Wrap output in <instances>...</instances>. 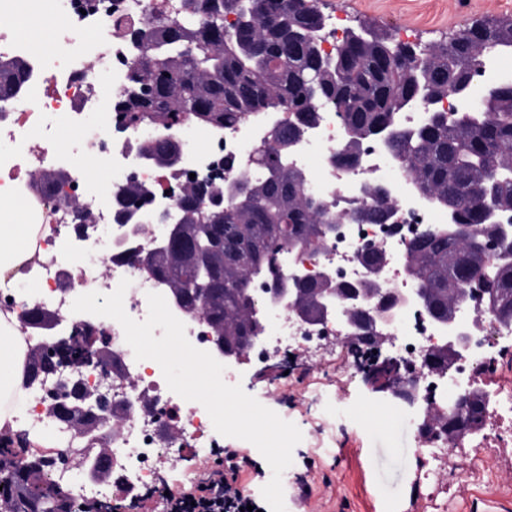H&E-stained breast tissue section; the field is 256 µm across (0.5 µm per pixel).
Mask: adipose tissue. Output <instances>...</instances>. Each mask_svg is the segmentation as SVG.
<instances>
[{
	"label": "adipose tissue",
	"instance_id": "obj_1",
	"mask_svg": "<svg viewBox=\"0 0 512 512\" xmlns=\"http://www.w3.org/2000/svg\"><path fill=\"white\" fill-rule=\"evenodd\" d=\"M49 228L43 224L0 223V288L21 275ZM17 320L0 314V431L15 432L12 416L24 402V368L28 346L17 331Z\"/></svg>",
	"mask_w": 512,
	"mask_h": 512
}]
</instances>
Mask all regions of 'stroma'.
I'll return each mask as SVG.
<instances>
[{
  "label": "stroma",
  "mask_w": 512,
  "mask_h": 512,
  "mask_svg": "<svg viewBox=\"0 0 512 512\" xmlns=\"http://www.w3.org/2000/svg\"><path fill=\"white\" fill-rule=\"evenodd\" d=\"M329 16L350 28L367 25L396 41L429 45L490 16H512V0H319ZM288 375L287 392H268L264 371L249 367L238 382L248 395L288 418L302 433L292 451L291 477L308 472L312 494L299 505L284 482L288 512H512V447L471 469L473 449L448 452L457 482L439 493L419 481L418 433L407 413L371 393L357 372L332 369L330 378Z\"/></svg>",
  "instance_id": "obj_1"
}]
</instances>
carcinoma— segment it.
Here are the masks:
<instances>
[{
	"mask_svg": "<svg viewBox=\"0 0 512 512\" xmlns=\"http://www.w3.org/2000/svg\"><path fill=\"white\" fill-rule=\"evenodd\" d=\"M239 26L227 35L224 16ZM322 13L314 0H183L170 16L155 6L153 20L134 33L137 62L112 111L131 122L147 115L169 129L190 120L208 128L231 127L256 112H286L273 145L257 152L266 175L247 180L241 194L213 182L187 187L178 205V244L151 255L147 270L181 297L189 312L205 313L212 333L246 353L256 310L250 280L269 272L274 257L290 249L317 250L324 225L337 223L336 207L305 191L306 175L288 165V144L317 121L323 103L336 105L351 135L339 149L350 157L368 139L392 128L415 98L441 101L465 83L471 70L497 53L512 51V18L490 17L449 40L399 47L386 31L361 39L344 37L325 59ZM25 66L0 60V102L27 82ZM488 96L484 111L434 112L429 120L391 137L414 192L454 214L451 223L474 226L484 237L498 235L484 219V203L512 210V78L481 79ZM148 193L132 181L123 189V217ZM206 266L211 286L199 287ZM409 271L427 292L436 316L455 309L459 289L481 287L489 277L498 288L495 315L512 318V261H492L461 241L448 225L426 232L409 251ZM26 377L53 373L41 348L26 356ZM58 412L75 427L89 424L64 390ZM467 418L448 423V411H428L429 428L461 436L485 415L476 389L466 400ZM47 464L23 434L0 438V512H72V492L47 478Z\"/></svg>",
	"mask_w": 512,
	"mask_h": 512,
	"instance_id": "carcinoma-1",
	"label": "carcinoma"
}]
</instances>
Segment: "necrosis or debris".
<instances>
[{"mask_svg":"<svg viewBox=\"0 0 512 512\" xmlns=\"http://www.w3.org/2000/svg\"><path fill=\"white\" fill-rule=\"evenodd\" d=\"M54 2L64 21L58 37L75 43L92 35L90 55H36L20 32L7 23L18 12L20 0H0V58L19 61L30 71L25 87L0 106V188L13 194L27 223L49 227L40 242L41 254L24 270L39 283V292L30 301L16 288H1L0 312L15 314L25 336L30 333L28 313L32 304L38 303L58 311L65 337L78 340L93 331L108 337L111 378L91 368L84 380L88 390L112 396L115 417L108 445L111 480L88 475L85 462L99 450L73 439L70 427L52 408L48 380L27 385V403L17 421L26 429L52 433L51 447L42 451L49 462V479L75 486L89 502L104 503L115 496L134 501L163 486L179 489L181 481L163 482L162 472L178 471L181 480L191 479V471L181 470L180 464L188 457L204 459L211 455L219 445L214 426L201 403L176 397L156 361L136 360L119 322L101 325L76 318L71 305L77 293H64L63 287L71 284L79 286V293L109 294L122 279H129L124 309L132 319L145 320L148 294L162 295L166 289L143 271L136 256L150 249L162 227L146 224L138 237L122 240V230L115 221L117 195L131 180L151 186L152 196L141 205L142 211L149 213L176 208L182 188L192 180L227 185L243 173L261 177L264 170L255 161L256 152L262 148L272 122L283 121L285 115L261 112L247 117L225 130L223 139H211L204 148L185 141L184 161L172 170L138 162L135 154L148 145L152 130L143 125L117 129L111 98L125 89L123 75L135 62L132 34L151 20L155 0ZM90 113L98 114L99 120L89 127L85 117ZM64 124L85 127L86 132L72 142L68 153L61 154L55 142ZM341 143L340 121L335 113L324 112L294 157L296 167L307 176L309 193L335 204L341 229L319 250H296L292 265H281L280 273L314 278L327 270L338 284L348 288L364 275L359 255L376 249L392 258L382 279L391 294H399L404 281L398 259L405 256L417 233L444 223L445 217L421 208L406 170L392 164L373 145L364 146L357 170L337 166L336 152ZM91 159L111 168L109 182L100 183L88 175L86 163ZM46 169L63 170L66 176L50 190L33 191L35 174ZM367 184L392 191L396 223L359 224L348 219V211L361 202V188ZM65 198L76 200L78 210L64 208L61 201ZM81 214L90 223L82 235L76 232ZM67 233L74 235V246L63 252L58 240ZM462 308V328H471L475 315L482 323L470 356L452 365L450 378L425 375L418 394L444 407L449 398L467 396L476 388L486 390L487 417L496 426L489 431L478 428L467 433L466 439L490 453L512 446V355L507 352L512 340L495 316L479 312L474 301H466ZM343 334V317L310 326L284 311L271 317L265 341L251 348L248 356L253 363L275 367L289 365L291 356L299 354L310 369L333 357L355 370H365L359 353ZM443 334V329L416 309H402L389 341L399 371L406 375L423 372L428 353L438 348ZM420 445L424 465L419 479L426 486L438 487L451 443L444 436L424 435Z\"/></svg>","mask_w":512,"mask_h":512,"instance_id":"4bbe7bcc","label":"necrosis or debris"}]
</instances>
